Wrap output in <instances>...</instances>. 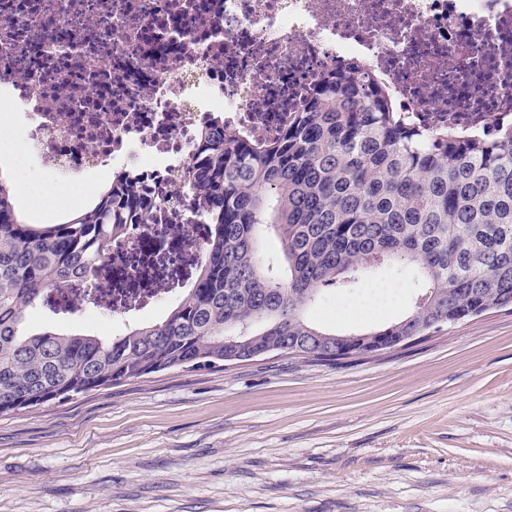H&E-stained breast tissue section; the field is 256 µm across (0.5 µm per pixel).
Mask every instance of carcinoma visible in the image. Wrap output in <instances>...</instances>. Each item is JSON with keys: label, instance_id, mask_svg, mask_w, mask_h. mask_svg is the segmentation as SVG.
<instances>
[{"label": "carcinoma", "instance_id": "obj_1", "mask_svg": "<svg viewBox=\"0 0 512 512\" xmlns=\"http://www.w3.org/2000/svg\"><path fill=\"white\" fill-rule=\"evenodd\" d=\"M182 182L208 228L193 286L163 320L106 341L24 323L55 294L56 310H77L82 298L59 291L67 280L108 307L141 295V283L112 281L106 265L126 225L148 214L108 185L61 223L26 222L0 181V414L260 351L342 363L427 336L454 314L512 305V126H414L356 71L321 79L254 140L213 118ZM265 230L283 259L264 257ZM397 264L431 283L403 319L348 340L306 316L323 290Z\"/></svg>", "mask_w": 512, "mask_h": 512}]
</instances>
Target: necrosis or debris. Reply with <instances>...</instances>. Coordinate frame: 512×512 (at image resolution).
<instances>
[{"mask_svg":"<svg viewBox=\"0 0 512 512\" xmlns=\"http://www.w3.org/2000/svg\"><path fill=\"white\" fill-rule=\"evenodd\" d=\"M355 62L412 117L490 128L512 117V0H0V110L26 164L68 186L110 172L149 202L172 190L113 247L116 276L203 249L176 220L197 128H274Z\"/></svg>","mask_w":512,"mask_h":512,"instance_id":"necrosis-or-debris-1","label":"necrosis or debris"}]
</instances>
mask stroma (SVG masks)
Returning a JSON list of instances; mask_svg holds the SVG:
<instances>
[{"label": "stroma", "instance_id": "1", "mask_svg": "<svg viewBox=\"0 0 512 512\" xmlns=\"http://www.w3.org/2000/svg\"><path fill=\"white\" fill-rule=\"evenodd\" d=\"M391 281L399 290L374 317L334 319ZM427 290L420 274L372 268L308 316L378 328ZM172 306L116 328L88 301L67 316L37 309L29 326L109 339ZM0 512H512V310L350 365L273 352L2 414Z\"/></svg>", "mask_w": 512, "mask_h": 512}]
</instances>
